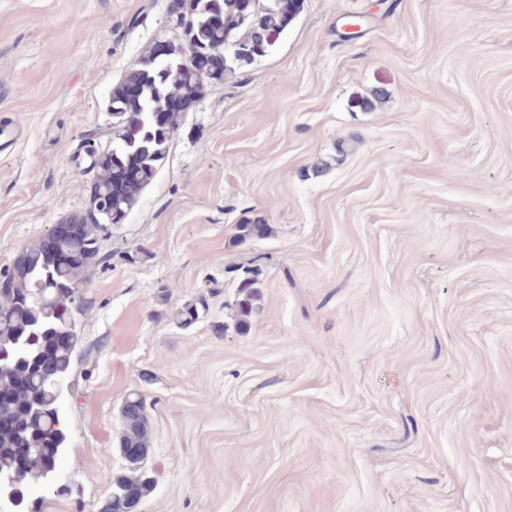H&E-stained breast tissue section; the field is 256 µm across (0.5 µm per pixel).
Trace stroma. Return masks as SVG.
<instances>
[{
    "label": "stroma",
    "mask_w": 512,
    "mask_h": 512,
    "mask_svg": "<svg viewBox=\"0 0 512 512\" xmlns=\"http://www.w3.org/2000/svg\"><path fill=\"white\" fill-rule=\"evenodd\" d=\"M169 2L0 0V119L26 129L0 271L89 206L75 168L113 86L178 41ZM103 250L41 512H98L133 391L137 512H512V0H303L191 104Z\"/></svg>",
    "instance_id": "stroma-1"
}]
</instances>
